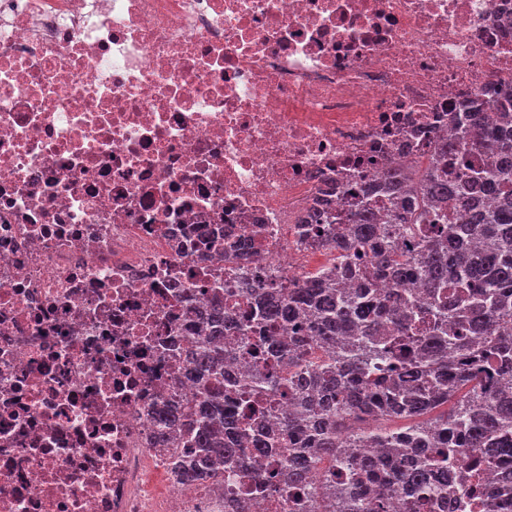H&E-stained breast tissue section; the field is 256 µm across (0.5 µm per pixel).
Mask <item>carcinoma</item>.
Wrapping results in <instances>:
<instances>
[{
	"mask_svg": "<svg viewBox=\"0 0 512 512\" xmlns=\"http://www.w3.org/2000/svg\"><path fill=\"white\" fill-rule=\"evenodd\" d=\"M489 104L496 157L476 168L469 155L487 136L482 112ZM452 121L458 138L435 142L426 162L389 166L374 183L359 178L347 185L352 208L324 217L317 229L320 246L336 253L335 265L239 312L240 335L267 326L281 370L253 381L240 421L253 452L284 449L277 471L251 469L244 449L215 436L221 426L235 427L217 386L224 360L239 351L223 341L231 311L210 310L208 336L191 362L202 396L188 408L163 410L196 448L190 457L173 456L180 481L218 485L230 462L251 470L249 495L276 491L296 502L317 463L328 461L341 470L327 473L328 501L312 504L314 512L338 504L344 512H368L364 499L375 506L397 491L406 494V512H417L422 500L458 492L451 484L456 475L466 482L458 493L476 508L495 512L494 500L512 499L507 480L496 498H486L465 466L478 453L512 470V95L490 103L477 97ZM445 160L465 170L482 195L467 196L448 182ZM459 207L468 221L449 223L448 212ZM404 235L412 248L400 251L395 240ZM410 276L420 292L406 288ZM301 313L311 325L278 340L276 333ZM316 343L323 355L313 362ZM283 390L294 411L275 436L261 419L274 412L268 397ZM378 413L386 426L346 425ZM403 448L419 449L407 465L399 459Z\"/></svg>",
	"mask_w": 512,
	"mask_h": 512,
	"instance_id": "carcinoma-1",
	"label": "carcinoma"
}]
</instances>
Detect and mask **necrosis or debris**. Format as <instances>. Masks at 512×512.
I'll return each instance as SVG.
<instances>
[{"instance_id":"1","label":"necrosis or debris","mask_w":512,"mask_h":512,"mask_svg":"<svg viewBox=\"0 0 512 512\" xmlns=\"http://www.w3.org/2000/svg\"><path fill=\"white\" fill-rule=\"evenodd\" d=\"M479 91L512 0H0V512H234L154 438L210 308L315 274L302 217Z\"/></svg>"}]
</instances>
